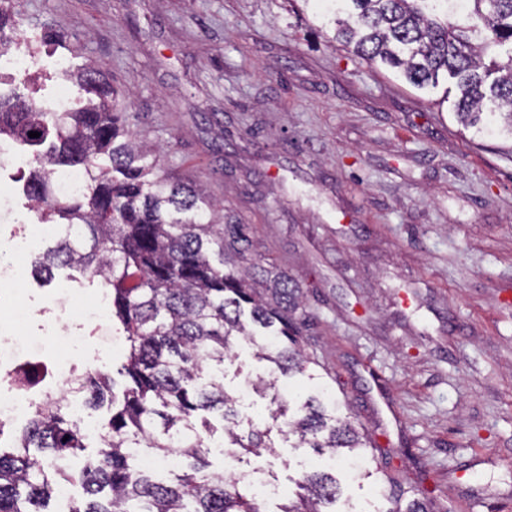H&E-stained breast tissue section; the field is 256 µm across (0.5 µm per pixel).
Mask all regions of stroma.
Returning <instances> with one entry per match:
<instances>
[{
  "instance_id": "obj_1",
  "label": "stroma",
  "mask_w": 512,
  "mask_h": 512,
  "mask_svg": "<svg viewBox=\"0 0 512 512\" xmlns=\"http://www.w3.org/2000/svg\"><path fill=\"white\" fill-rule=\"evenodd\" d=\"M37 77L0 70V92L49 104L70 69L102 64L127 127L160 147L173 179L205 187L253 227L258 252L301 286L313 370L370 433L374 474L337 467L338 512H388V497L454 512H512V153L466 130L452 103L329 42L292 0H12ZM80 273L26 278L41 307ZM123 344L90 338L81 371L113 376ZM293 492L313 455L226 460Z\"/></svg>"
}]
</instances>
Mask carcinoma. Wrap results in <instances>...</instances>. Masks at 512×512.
Wrapping results in <instances>:
<instances>
[{
	"instance_id": "1",
	"label": "carcinoma",
	"mask_w": 512,
	"mask_h": 512,
	"mask_svg": "<svg viewBox=\"0 0 512 512\" xmlns=\"http://www.w3.org/2000/svg\"><path fill=\"white\" fill-rule=\"evenodd\" d=\"M448 2L321 0L320 12L331 16L333 41L420 91L453 80L458 121L476 128L483 114H497L499 132L512 139V0H465L460 20ZM67 77L82 101L72 112L0 94V140L37 148L26 194L41 222L58 227L34 271L69 268L112 291V322L128 342L123 400L78 473L61 462L86 448L83 428L59 403L39 408L12 447H0V512H50L58 485L73 482L86 494L74 512H265L237 477L208 470L212 413L224 422L231 457L274 452V431L289 447L328 458L367 453L366 429L328 401L326 384L294 404L281 396L279 377L314 379L296 316L299 285L258 256L249 225L221 214L203 189L168 177L160 149L130 134L99 66ZM63 167L85 169L79 193L57 195ZM241 340L272 364L252 387L275 406L274 430L239 428V398L224 379ZM77 389L101 406L110 377L83 374ZM143 446L193 463L174 482H157L136 466L132 449ZM294 483L276 512H336L342 490L333 472L321 466ZM390 502L388 512H432L426 502Z\"/></svg>"
}]
</instances>
